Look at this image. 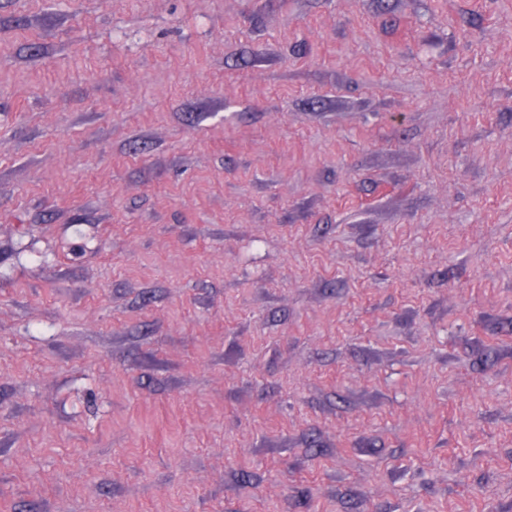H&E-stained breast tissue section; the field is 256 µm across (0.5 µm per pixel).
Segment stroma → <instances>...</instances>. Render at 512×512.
<instances>
[{
    "label": "stroma",
    "instance_id": "35a3bbf8",
    "mask_svg": "<svg viewBox=\"0 0 512 512\" xmlns=\"http://www.w3.org/2000/svg\"><path fill=\"white\" fill-rule=\"evenodd\" d=\"M0 512H512V0H0Z\"/></svg>",
    "mask_w": 512,
    "mask_h": 512
}]
</instances>
